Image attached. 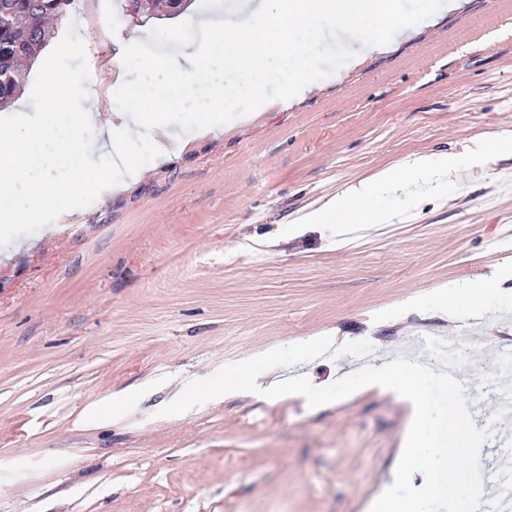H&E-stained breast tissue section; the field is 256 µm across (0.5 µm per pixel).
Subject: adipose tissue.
<instances>
[{
    "mask_svg": "<svg viewBox=\"0 0 512 512\" xmlns=\"http://www.w3.org/2000/svg\"><path fill=\"white\" fill-rule=\"evenodd\" d=\"M383 0H262L253 10L252 0H209L189 19L190 25L206 35L190 53L174 54L151 62L161 79L153 92L131 91L113 105V118L102 121L97 99L69 91L67 112L32 115L25 102L16 105V127L10 137L0 138V186L19 193L25 206L0 212V222L20 224L35 219L42 204L80 195L92 188L120 189L139 173L138 162L119 140L116 129L137 130L151 138L158 157H166L172 128L169 112L184 111L187 103L201 101L209 107L222 105L226 93L241 82H249L248 109L234 116V123L251 120L256 110L270 101L261 82L283 64H291L297 83H304L314 53L336 31L359 35L361 21L368 15H382L383 22L366 49L380 50L406 37L408 22L382 14ZM243 16L242 27L224 25L225 11ZM80 165L79 181H51L48 169ZM453 165L436 164L431 156H415L405 172L384 169L368 181L350 187L336 200L314 212L320 224H380L384 215L371 216L360 203L373 189L408 190L413 175L452 173Z\"/></svg>",
    "mask_w": 512,
    "mask_h": 512,
    "instance_id": "1",
    "label": "adipose tissue"
}]
</instances>
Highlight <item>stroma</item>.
Masks as SVG:
<instances>
[{
    "label": "stroma",
    "instance_id": "obj_1",
    "mask_svg": "<svg viewBox=\"0 0 512 512\" xmlns=\"http://www.w3.org/2000/svg\"><path fill=\"white\" fill-rule=\"evenodd\" d=\"M388 0L410 35L362 53L318 52L288 103L292 71L266 79L273 107L228 132L245 94L203 115L211 134L102 197L45 205L30 239L0 255V512H362L394 480L410 407L363 389L312 409L248 394L159 416L223 365L330 336L323 356L271 368L330 383L395 352L426 363L452 325L482 344L512 335V279L495 320L449 309V284L478 286L512 265V0ZM31 69L30 113L51 109L50 71L103 109L146 78L148 55L193 50L183 15L133 18L126 0H75ZM425 154L455 179L438 196L378 193L388 213L350 242L305 224L345 188Z\"/></svg>",
    "mask_w": 512,
    "mask_h": 512
}]
</instances>
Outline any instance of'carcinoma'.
Listing matches in <instances>:
<instances>
[{
	"label": "carcinoma",
	"mask_w": 512,
	"mask_h": 512,
	"mask_svg": "<svg viewBox=\"0 0 512 512\" xmlns=\"http://www.w3.org/2000/svg\"><path fill=\"white\" fill-rule=\"evenodd\" d=\"M75 0H0V107L23 90L27 65L46 46L51 26L69 13Z\"/></svg>",
	"instance_id": "obj_1"
}]
</instances>
